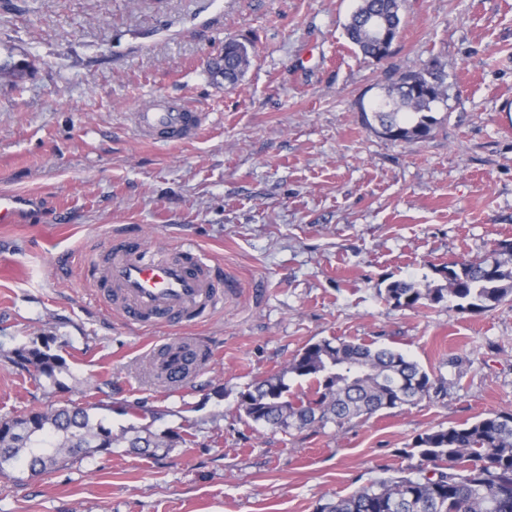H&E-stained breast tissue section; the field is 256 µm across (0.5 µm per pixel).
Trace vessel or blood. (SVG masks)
I'll return each instance as SVG.
<instances>
[{
	"label": "vessel or blood",
	"mask_w": 512,
	"mask_h": 512,
	"mask_svg": "<svg viewBox=\"0 0 512 512\" xmlns=\"http://www.w3.org/2000/svg\"><path fill=\"white\" fill-rule=\"evenodd\" d=\"M204 122V113L172 96L154 98L149 108L134 114L139 137L162 145L192 138ZM29 205L26 197L1 194L0 224L19 223ZM99 285L110 289L114 308L137 325L187 326L224 299L217 270L200 252L180 248L159 253L138 237L113 245ZM205 356L193 341H177L152 356V372L164 385L177 387Z\"/></svg>",
	"instance_id": "vessel-or-blood-1"
}]
</instances>
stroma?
I'll use <instances>...</instances> for the list:
<instances>
[{"label":"stroma","mask_w":512,"mask_h":512,"mask_svg":"<svg viewBox=\"0 0 512 512\" xmlns=\"http://www.w3.org/2000/svg\"><path fill=\"white\" fill-rule=\"evenodd\" d=\"M0 57V194L37 198L0 224V417L96 404L119 435L173 431L144 455L118 445L15 482L0 512H317L421 464L415 439L512 413V296L487 310L396 308L395 280L491 256L512 242V0H404L390 55L356 52L357 0H13ZM252 64L225 84L224 41ZM444 79L423 140L367 127L361 105L410 72ZM180 97L208 118L171 146L137 135L132 112ZM121 236L201 250L235 286L193 326L142 328L89 283ZM196 337L209 359L179 390L149 352ZM394 346L441 394L290 433L248 420L240 395L323 341ZM50 345L60 386H37L19 350Z\"/></svg>","instance_id":"stroma-1"}]
</instances>
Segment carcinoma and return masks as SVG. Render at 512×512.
<instances>
[{
    "mask_svg": "<svg viewBox=\"0 0 512 512\" xmlns=\"http://www.w3.org/2000/svg\"><path fill=\"white\" fill-rule=\"evenodd\" d=\"M374 19L397 36L403 23L401 0H360L344 25L346 38L365 58L378 51ZM251 61L246 44L224 42V82L236 84ZM28 68L9 53L0 62V78L20 81ZM441 87L442 80L430 70L405 74L369 106H361L363 121L391 140L425 139L435 123L432 104L440 100ZM438 274L445 284L421 288L414 281L390 283L385 302L409 309L422 302H449L467 312L485 310L512 295V265L493 256L444 266ZM18 358L32 368L37 384H60L64 362L50 347L22 350ZM289 371L313 379V397L286 399L284 375H272L241 393L240 407L249 420L285 433L329 424L341 429L383 409L415 405L438 390L417 362L373 342L312 344L294 358ZM95 409L87 402L0 418V476H10L19 463L39 475L68 454L107 452L121 441L137 451H169L184 442L177 433L114 436ZM414 448L432 470L378 481L324 505L321 512H512V414L488 413L472 423L431 430L417 437Z\"/></svg>",
    "mask_w": 512,
    "mask_h": 512,
    "instance_id": "carcinoma-1",
    "label": "carcinoma"
}]
</instances>
